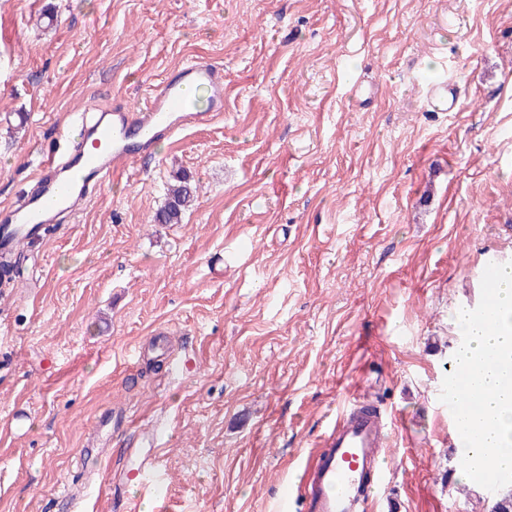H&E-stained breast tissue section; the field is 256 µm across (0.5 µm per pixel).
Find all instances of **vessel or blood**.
Masks as SVG:
<instances>
[{
  "mask_svg": "<svg viewBox=\"0 0 512 512\" xmlns=\"http://www.w3.org/2000/svg\"><path fill=\"white\" fill-rule=\"evenodd\" d=\"M205 88V105H197L190 87ZM452 87L439 83L428 104L454 110ZM224 114V74L217 66L193 60L167 73L150 89L142 107L116 108L101 114L87 134L66 153L43 158L47 172L40 190L19 207L0 214V255L35 239L42 225L56 223L60 214L75 210L87 197L90 183L104 184L116 160L136 162L158 140L169 139L189 127L210 125ZM385 424L381 412H365L348 399L324 440L315 460L306 464L300 483L284 488L276 512H365L381 482L379 465ZM122 480L137 481L149 496L161 481L154 460L121 469Z\"/></svg>",
  "mask_w": 512,
  "mask_h": 512,
  "instance_id": "vessel-or-blood-1",
  "label": "vessel or blood"
}]
</instances>
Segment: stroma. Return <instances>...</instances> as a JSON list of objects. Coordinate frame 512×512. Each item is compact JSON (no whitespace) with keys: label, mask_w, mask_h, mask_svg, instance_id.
I'll return each mask as SVG.
<instances>
[{"label":"stroma","mask_w":512,"mask_h":512,"mask_svg":"<svg viewBox=\"0 0 512 512\" xmlns=\"http://www.w3.org/2000/svg\"><path fill=\"white\" fill-rule=\"evenodd\" d=\"M197 58L223 120L117 163L0 285V512H124L97 472L145 455L142 512H273L349 395L388 416L372 512H487L439 395L451 310L512 257V0H0V212L88 101ZM179 169L197 201L152 223ZM457 102L453 86L449 87L447 80L429 90L428 104L434 110L453 112ZM119 476L124 481L136 480L139 483L143 499L149 496L152 488L161 482V476L155 465V458L142 460L135 468H122Z\"/></svg>","instance_id":"obj_1"}]
</instances>
